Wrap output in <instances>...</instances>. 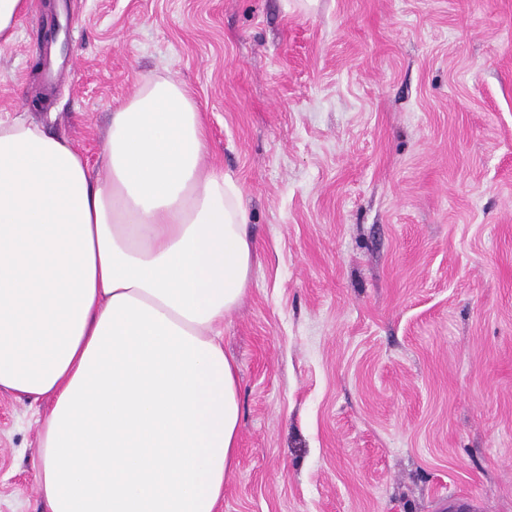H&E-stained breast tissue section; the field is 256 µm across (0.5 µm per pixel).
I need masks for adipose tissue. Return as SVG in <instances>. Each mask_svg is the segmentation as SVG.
Instances as JSON below:
<instances>
[{"label":"adipose tissue","instance_id":"obj_1","mask_svg":"<svg viewBox=\"0 0 512 512\" xmlns=\"http://www.w3.org/2000/svg\"><path fill=\"white\" fill-rule=\"evenodd\" d=\"M208 139L162 75L114 108L94 166L0 118V389L50 403V512H217L224 497L240 424L224 319L255 246Z\"/></svg>","mask_w":512,"mask_h":512}]
</instances>
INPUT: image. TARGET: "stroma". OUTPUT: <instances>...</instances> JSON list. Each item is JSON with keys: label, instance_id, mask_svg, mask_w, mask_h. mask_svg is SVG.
I'll use <instances>...</instances> for the list:
<instances>
[{"label": "stroma", "instance_id": "obj_1", "mask_svg": "<svg viewBox=\"0 0 512 512\" xmlns=\"http://www.w3.org/2000/svg\"><path fill=\"white\" fill-rule=\"evenodd\" d=\"M152 74L256 244L218 512H512V0H33L0 115L94 162ZM47 409L0 390V512H48Z\"/></svg>", "mask_w": 512, "mask_h": 512}]
</instances>
